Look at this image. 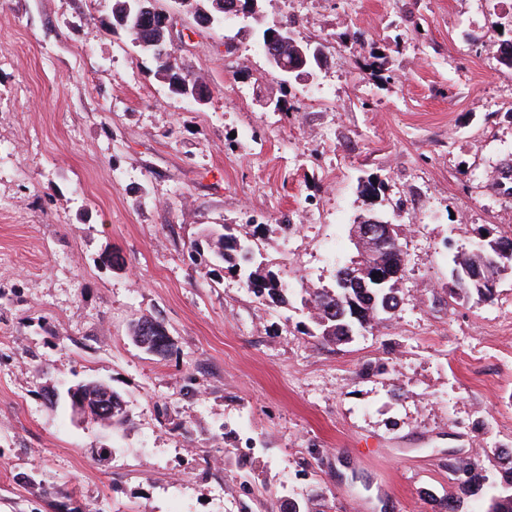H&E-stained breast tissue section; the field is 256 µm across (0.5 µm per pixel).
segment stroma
I'll list each match as a JSON object with an SVG mask.
<instances>
[{"label": "stroma", "instance_id": "stroma-1", "mask_svg": "<svg viewBox=\"0 0 512 512\" xmlns=\"http://www.w3.org/2000/svg\"><path fill=\"white\" fill-rule=\"evenodd\" d=\"M261 6L321 68L283 83L253 33L182 12L198 110L112 0H0V512H434L452 462L493 478L512 449V269L494 302L446 292L454 256L512 232V0ZM371 213L399 226L402 300L322 343L303 297ZM222 224L285 302L192 254ZM145 317L166 356L133 342ZM91 378L126 424L73 418ZM243 280L245 287L256 298L269 299L274 303L285 302V292L288 290V286L272 271L262 273L258 269L248 270Z\"/></svg>", "mask_w": 512, "mask_h": 512}]
</instances>
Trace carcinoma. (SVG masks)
<instances>
[{"instance_id":"cac0c4a2","label":"carcinoma","mask_w":512,"mask_h":512,"mask_svg":"<svg viewBox=\"0 0 512 512\" xmlns=\"http://www.w3.org/2000/svg\"><path fill=\"white\" fill-rule=\"evenodd\" d=\"M132 0H113L111 26L114 30L125 29L124 20ZM157 73L163 75L168 87L179 93L185 82L195 76L183 71L177 60V50L158 45L146 49ZM206 244L213 261L218 265L241 257L247 241L231 232L224 224L221 229L206 236ZM512 248V234H500L485 239L472 251L457 255L451 270L453 288L449 295L455 299L477 297L488 302L494 299L499 277L506 270L502 249ZM364 278L357 269L346 270L341 266L336 271V288L323 291H306L313 315L312 319L322 341L342 344L350 339L355 330L365 328L371 322L395 311L400 303L398 280L391 279L382 288H366ZM245 287L256 297L274 303L285 301L286 283L269 271H248L244 276ZM161 325L151 319L138 322L133 328V340L146 352L165 356L170 349L167 335L159 332ZM87 401L80 413L100 423L104 416L112 417V423L127 421L125 400L112 388L104 384H91L83 393ZM498 476L489 480L483 469L469 460H458L453 469L458 473V493L446 501L439 502V512H466L464 502L472 501L483 506L481 512H512V453L498 456Z\"/></svg>"}]
</instances>
